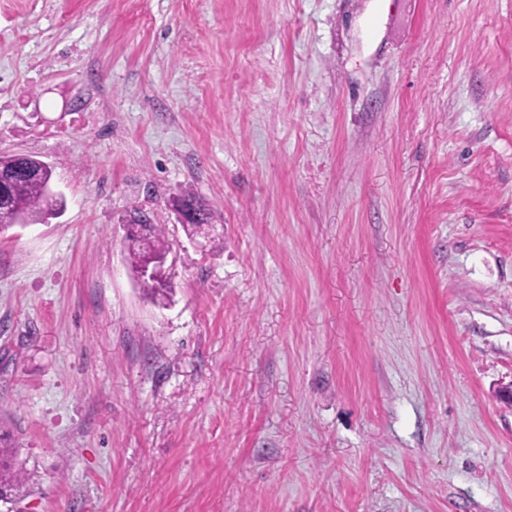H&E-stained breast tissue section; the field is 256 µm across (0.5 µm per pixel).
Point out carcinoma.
Wrapping results in <instances>:
<instances>
[{"instance_id": "obj_1", "label": "carcinoma", "mask_w": 512, "mask_h": 512, "mask_svg": "<svg viewBox=\"0 0 512 512\" xmlns=\"http://www.w3.org/2000/svg\"><path fill=\"white\" fill-rule=\"evenodd\" d=\"M63 208V201L52 200L48 197L45 184L37 178L14 177L6 185V199L0 200V233L14 226L20 219L34 224L48 218V211ZM183 229L187 236L211 237L209 215H203V221L198 224H185ZM167 253L165 235L162 229L154 227L149 233L142 235L128 245L129 264L132 273H138L142 262L152 256ZM164 283H141V288L153 300L163 301L167 298L169 287L168 276H163ZM11 435L0 429V500L11 496L13 486L22 480L20 472L11 469L7 457L12 454L10 448Z\"/></svg>"}]
</instances>
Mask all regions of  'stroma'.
<instances>
[{
	"label": "stroma",
	"instance_id": "35a3bbf8",
	"mask_svg": "<svg viewBox=\"0 0 512 512\" xmlns=\"http://www.w3.org/2000/svg\"><path fill=\"white\" fill-rule=\"evenodd\" d=\"M378 1L0 0V512H512V0ZM6 199L0 200V233L20 219L34 224L48 219V211L61 210V199L50 200L45 184L37 178L13 177L6 185ZM179 216H180V221L181 223L183 224V229L185 231V233L187 234V236H189L190 238H193V237H207L208 239L211 238V233H210V224H208L209 222V215L208 213H204L203 215V212H204V209H198V207L196 206V204H193L192 206H190V210L189 212L194 214L196 213V216L197 218H202V215H203V221L198 223V224H184L186 223V216H185V213L187 211V209L182 206L181 204L178 205V209H176ZM167 246L164 232L153 227L148 234L139 236L128 245L130 269L137 278L142 262L148 257L166 255ZM11 435L8 431L0 429V500L8 499L12 488L22 480L20 472L11 469L6 457L12 454Z\"/></svg>",
	"mask_w": 512,
	"mask_h": 512
}]
</instances>
